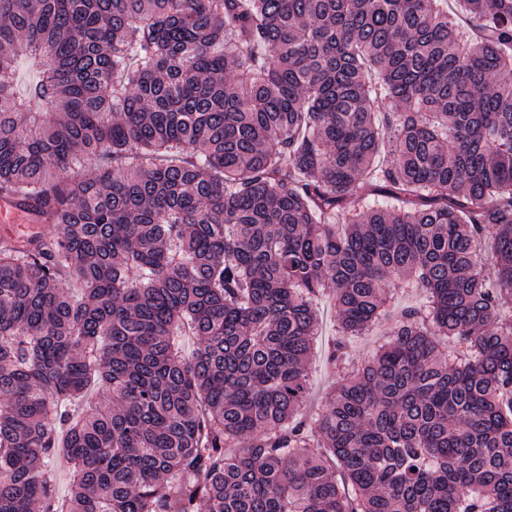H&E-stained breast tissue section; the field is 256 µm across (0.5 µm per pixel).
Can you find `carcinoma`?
<instances>
[{
  "instance_id": "cac0c4a2",
  "label": "carcinoma",
  "mask_w": 512,
  "mask_h": 512,
  "mask_svg": "<svg viewBox=\"0 0 512 512\" xmlns=\"http://www.w3.org/2000/svg\"><path fill=\"white\" fill-rule=\"evenodd\" d=\"M456 2L0 0V198L58 229L0 246V512H512V0ZM316 306L320 313V325L308 368L311 401L315 407L320 404L323 395L332 387L336 378L324 355L325 346L331 344L336 336V309L327 297L319 298Z\"/></svg>"
}]
</instances>
